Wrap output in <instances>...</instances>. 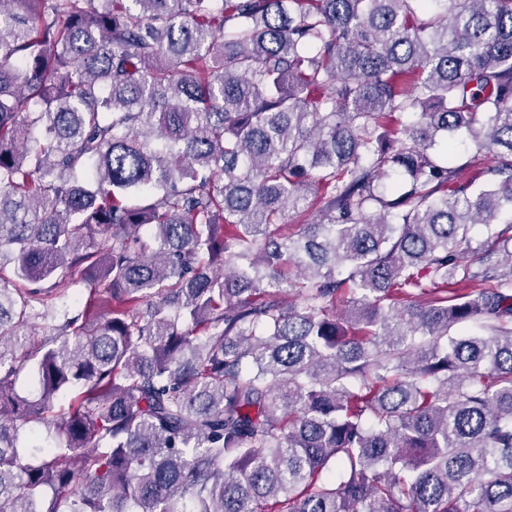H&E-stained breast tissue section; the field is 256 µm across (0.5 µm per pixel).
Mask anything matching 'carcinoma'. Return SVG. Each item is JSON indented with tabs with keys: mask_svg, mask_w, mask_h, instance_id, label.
Instances as JSON below:
<instances>
[{
	"mask_svg": "<svg viewBox=\"0 0 512 512\" xmlns=\"http://www.w3.org/2000/svg\"><path fill=\"white\" fill-rule=\"evenodd\" d=\"M0 512H512V0H0Z\"/></svg>",
	"mask_w": 512,
	"mask_h": 512,
	"instance_id": "cac0c4a2",
	"label": "carcinoma"
}]
</instances>
